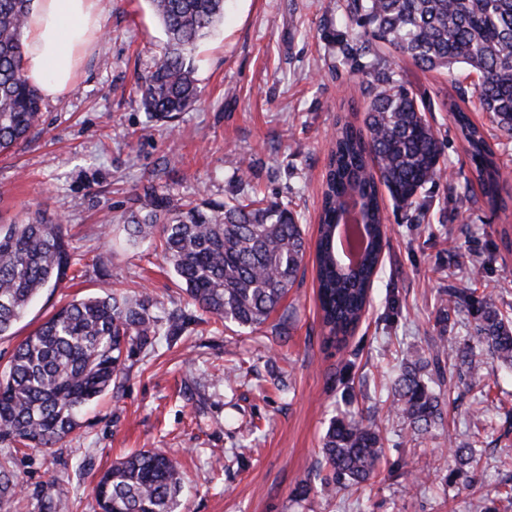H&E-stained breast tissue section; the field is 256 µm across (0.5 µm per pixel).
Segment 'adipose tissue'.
Returning a JSON list of instances; mask_svg holds the SVG:
<instances>
[{
    "mask_svg": "<svg viewBox=\"0 0 512 512\" xmlns=\"http://www.w3.org/2000/svg\"><path fill=\"white\" fill-rule=\"evenodd\" d=\"M99 0H33L24 31V70L43 97L54 101L75 87L82 56L102 25Z\"/></svg>",
    "mask_w": 512,
    "mask_h": 512,
    "instance_id": "ef3b65f1",
    "label": "adipose tissue"
}]
</instances>
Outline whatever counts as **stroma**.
Wrapping results in <instances>:
<instances>
[{
  "instance_id": "35a3bbf8",
  "label": "stroma",
  "mask_w": 512,
  "mask_h": 512,
  "mask_svg": "<svg viewBox=\"0 0 512 512\" xmlns=\"http://www.w3.org/2000/svg\"><path fill=\"white\" fill-rule=\"evenodd\" d=\"M102 33L86 54L75 89L44 101L24 141L0 154V223L44 211L62 217L73 252L74 285L48 288L7 335L0 372L16 346L58 308L88 295L149 293L153 311H180L183 335L159 341L126 362L119 388L84 416L63 445L33 450L0 441L21 490L0 512H101L93 487L112 462L158 448L179 459L180 512H512V371L485 356L490 387L454 382L459 400L445 429L415 437L392 407L391 368L442 342L464 345L476 313L437 320L439 293L466 280V262L484 268L471 283L512 307V209L458 207L469 172L449 101L472 100L476 72L424 71L388 57L397 79L430 103L444 143L445 178L426 186L424 221L387 208L388 243L370 307L346 343L323 342L313 253L282 304L293 313L286 335L269 326L225 328L192 305L159 247L130 244L122 219L143 187L176 199L224 202L254 196L288 205L315 244L323 178L336 121L362 124V75L341 62L347 21L336 0H228L223 24L193 54L201 99L165 118L149 116L136 90L162 58L166 37L149 0H100ZM242 364V377L224 367ZM375 409L384 456L370 484L330 496L300 482L321 457L331 417ZM479 437L481 461L457 468L453 445ZM429 461L434 481L414 478Z\"/></svg>"
}]
</instances>
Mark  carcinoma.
<instances>
[{"label":"carcinoma","instance_id":"cac0c4a2","mask_svg":"<svg viewBox=\"0 0 512 512\" xmlns=\"http://www.w3.org/2000/svg\"><path fill=\"white\" fill-rule=\"evenodd\" d=\"M30 0H0V153L27 139L41 119V98L23 68V30ZM167 37L163 58L138 84L145 111L167 117L200 100L188 54L224 20V0H150ZM347 19L359 27L339 40L342 58L367 77L364 127L336 123L322 191L315 248L317 298L325 343L341 345L355 330L379 272L386 237L384 187L410 221L430 208L426 185L443 176L444 144L426 118L430 111L412 88L382 65L383 56L409 59L428 71L457 65L476 71L479 110L512 138V0H345ZM368 59L362 65L359 60ZM450 112L466 145L471 174L485 204L505 210L506 189L493 150L468 109ZM125 218L130 241L160 238L164 259L192 303L239 328L264 325L297 279L306 251L299 218L286 206L262 199L185 204L143 187ZM370 225L359 267L349 270L336 246V224L348 206ZM70 243L62 219L36 214L25 224L0 226V336L46 288L68 278ZM151 296H87L52 314L14 350L0 374V439L25 448H53L81 427L79 412L118 387L135 351L174 339L183 315L159 317ZM473 308V339L512 369V310L493 294L478 299L462 285L448 290L440 312ZM474 388L485 379L483 361L469 346L460 361L437 349L426 359H403L393 381L392 406L413 435L443 425L445 375ZM384 438L374 421L343 414L332 418L322 460L311 479L323 490L370 482L383 456ZM184 484L180 462L165 452L139 450L112 466L94 493L102 512H178ZM21 485L0 462V503Z\"/></svg>","mask_w":512,"mask_h":512}]
</instances>
